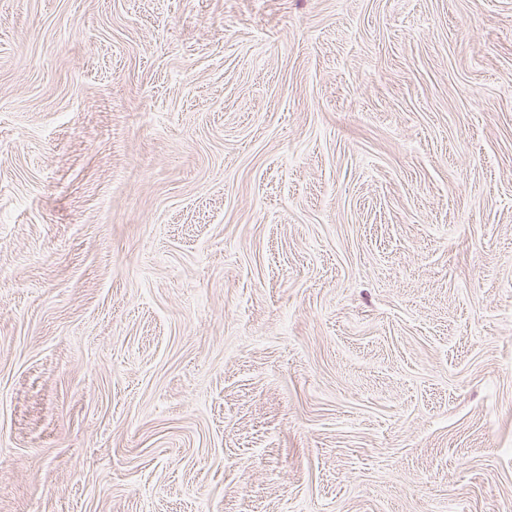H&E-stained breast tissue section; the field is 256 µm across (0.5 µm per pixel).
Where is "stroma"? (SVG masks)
<instances>
[{
	"mask_svg": "<svg viewBox=\"0 0 512 512\" xmlns=\"http://www.w3.org/2000/svg\"><path fill=\"white\" fill-rule=\"evenodd\" d=\"M0 512H512V0H0Z\"/></svg>",
	"mask_w": 512,
	"mask_h": 512,
	"instance_id": "obj_1",
	"label": "stroma"
}]
</instances>
